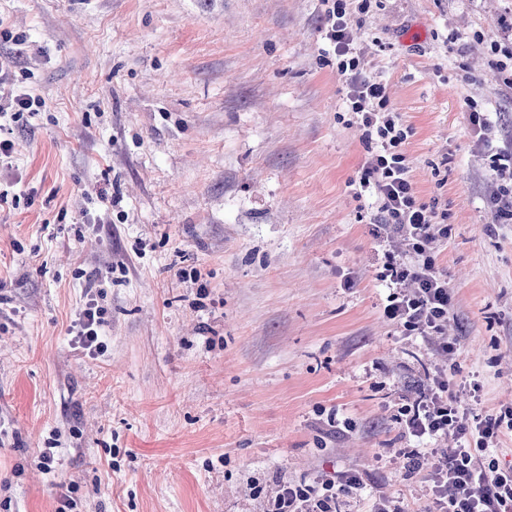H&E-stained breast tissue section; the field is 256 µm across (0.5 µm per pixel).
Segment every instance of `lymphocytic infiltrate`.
<instances>
[{
	"label": "lymphocytic infiltrate",
	"instance_id": "obj_1",
	"mask_svg": "<svg viewBox=\"0 0 512 512\" xmlns=\"http://www.w3.org/2000/svg\"><path fill=\"white\" fill-rule=\"evenodd\" d=\"M326 37L338 59L337 73L348 89L352 112L370 145L355 183V198L373 199L377 236L385 243L384 262L378 277L390 293L386 316L419 336H443L448 330L451 289L434 257V246L448 234L437 220L433 206L420 201L409 176L402 146L407 139L399 113L389 109L385 88L361 73L359 58L350 43L346 0H329L325 10ZM413 280V292L396 286ZM445 340L441 351L453 349ZM459 404L446 373H438L423 400L402 408L403 424L414 437L438 438L455 431L459 445L436 453L432 470L430 512H512V469L481 457L497 440L501 426L495 418L472 428L459 426ZM360 480L353 475L341 483L319 486H283L273 512H336V502L356 494Z\"/></svg>",
	"mask_w": 512,
	"mask_h": 512
}]
</instances>
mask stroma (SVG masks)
Returning a JSON list of instances; mask_svg holds the SVG:
<instances>
[{
    "label": "stroma",
    "mask_w": 512,
    "mask_h": 512,
    "mask_svg": "<svg viewBox=\"0 0 512 512\" xmlns=\"http://www.w3.org/2000/svg\"><path fill=\"white\" fill-rule=\"evenodd\" d=\"M324 10L0 0V55L43 102L0 117V192L20 199L0 209V512H55L60 481L75 512H270L282 485L349 474L337 512H427L457 440L406 433L401 406L444 370L462 423L512 407V223L492 204L512 82L487 65L512 0H380L349 23L448 226V354L384 313ZM92 293L93 355L68 333Z\"/></svg>",
    "instance_id": "35a3bbf8"
}]
</instances>
